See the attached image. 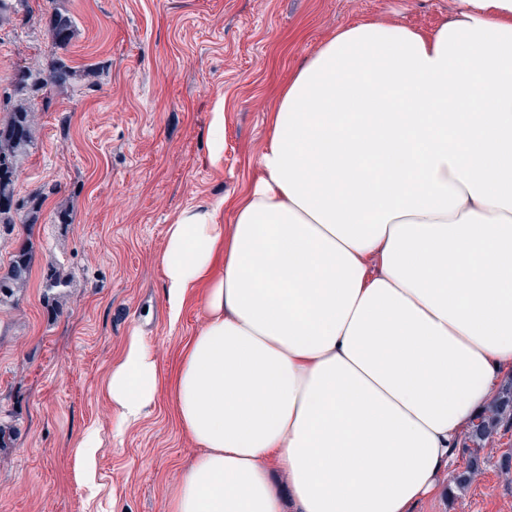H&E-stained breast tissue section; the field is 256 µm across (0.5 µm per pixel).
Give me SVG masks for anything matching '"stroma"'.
<instances>
[{
  "instance_id": "stroma-1",
  "label": "stroma",
  "mask_w": 512,
  "mask_h": 512,
  "mask_svg": "<svg viewBox=\"0 0 512 512\" xmlns=\"http://www.w3.org/2000/svg\"><path fill=\"white\" fill-rule=\"evenodd\" d=\"M454 0H29L0 26V94L18 70L65 59L67 86L36 100L37 134L16 160L15 194L50 193L37 216L0 238V274L32 255L25 288L0 306V512H164L197 446L168 391L123 432L104 392L126 336L139 329L171 368L204 316L187 304L170 324L159 261L184 209L247 189L270 113L300 64L344 25L383 19L428 33ZM75 22L50 33L54 8ZM224 148L210 154L214 113ZM61 267L69 286L45 296ZM99 446L84 455L87 431ZM512 422L480 452L465 486L450 483L415 512H512ZM55 12L51 34L54 35V44L57 46L67 45L74 36V22L70 15L57 8Z\"/></svg>"
}]
</instances>
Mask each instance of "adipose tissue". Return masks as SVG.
Listing matches in <instances>:
<instances>
[{
  "mask_svg": "<svg viewBox=\"0 0 512 512\" xmlns=\"http://www.w3.org/2000/svg\"><path fill=\"white\" fill-rule=\"evenodd\" d=\"M430 33L337 30L298 67L233 221L180 212L173 374L139 331L105 384L119 425L170 384L200 453L165 512H413L512 372V0Z\"/></svg>",
  "mask_w": 512,
  "mask_h": 512,
  "instance_id": "adipose-tissue-1",
  "label": "adipose tissue"
}]
</instances>
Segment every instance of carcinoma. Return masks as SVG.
<instances>
[{"label":"carcinoma","mask_w":512,"mask_h":512,"mask_svg":"<svg viewBox=\"0 0 512 512\" xmlns=\"http://www.w3.org/2000/svg\"><path fill=\"white\" fill-rule=\"evenodd\" d=\"M51 34L54 35L55 45H67L74 36V22L70 15L60 9L57 10ZM71 75V66L62 62L48 78L36 67L27 66L20 71L16 79L15 92L24 97V101L11 107L7 119L0 122V234L13 232L22 210L31 202L39 206L44 199L41 192L30 200L15 199L16 157L26 152L34 140L33 101L47 96L54 88L66 85ZM30 269V252L23 249L14 255L10 273L6 276L0 275V305L11 301L16 292L27 284ZM511 420L512 377L501 384L489 409L471 426L468 441L472 443V448L468 449V469H479V451L482 450L484 443L492 438L503 423Z\"/></svg>","instance_id":"obj_1"}]
</instances>
